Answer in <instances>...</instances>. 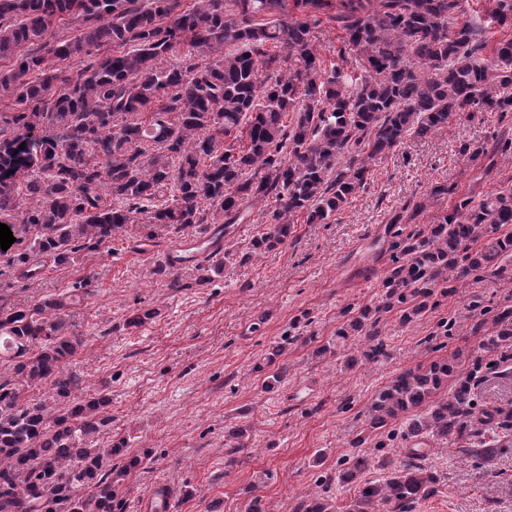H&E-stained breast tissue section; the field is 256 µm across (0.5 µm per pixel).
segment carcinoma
Returning a JSON list of instances; mask_svg holds the SVG:
<instances>
[{
  "label": "carcinoma",
  "mask_w": 512,
  "mask_h": 512,
  "mask_svg": "<svg viewBox=\"0 0 512 512\" xmlns=\"http://www.w3.org/2000/svg\"><path fill=\"white\" fill-rule=\"evenodd\" d=\"M503 37L461 21L463 0H0V223L27 249L8 263L37 278L34 254L76 265L110 247L132 224L136 247L201 226L218 243L247 208L263 202L267 229L240 259L276 249L294 220L327 224L365 189L370 165L406 137H425L458 114H512V0H488ZM301 18L290 17V12ZM339 30V61L319 52L322 22ZM79 59L80 68L67 62ZM512 153V131L471 158L494 165ZM427 202L403 208L391 266L376 302L350 307L336 337L367 347L347 366L387 357L381 316L408 323L439 306L464 280L512 285V185L479 202L461 195L426 226ZM230 252L213 250L193 267L197 285L224 273ZM169 256L154 273L188 288ZM66 296L17 305L0 297V512H124L117 478L141 463L125 441L100 439L110 398L84 392L66 362L85 339L72 329ZM464 320L481 340L462 369L458 356L393 378L365 411L368 430L405 417L375 450L336 475L293 512H336L331 485L353 491L348 512H416L437 492L425 464L432 440L453 436L472 460L512 446V408L481 402L483 383L509 371L512 292L494 305L474 297ZM155 308L126 319L137 328ZM439 333L421 340L436 352ZM454 379L448 396L433 394ZM46 385L54 404L28 397ZM247 429L226 432L228 454ZM410 442L401 462L386 449ZM124 457L120 470L112 459ZM384 476L363 479L372 464Z\"/></svg>",
  "instance_id": "cac0c4a2"
}]
</instances>
